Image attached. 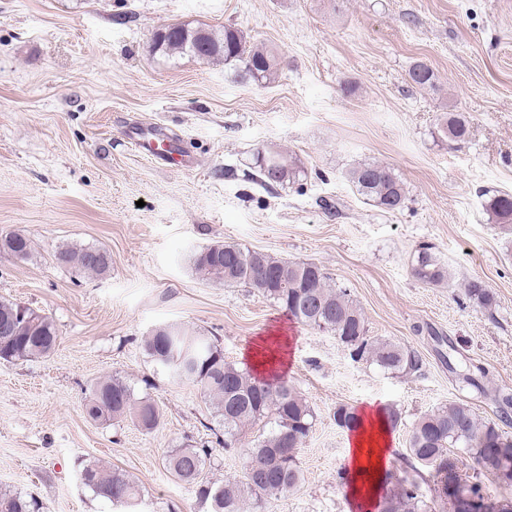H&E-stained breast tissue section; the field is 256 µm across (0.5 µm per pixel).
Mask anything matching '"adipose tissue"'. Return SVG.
I'll return each instance as SVG.
<instances>
[{
  "mask_svg": "<svg viewBox=\"0 0 512 512\" xmlns=\"http://www.w3.org/2000/svg\"><path fill=\"white\" fill-rule=\"evenodd\" d=\"M349 440L345 471L352 496L361 503L375 496L392 458L391 430L382 407L367 403Z\"/></svg>",
  "mask_w": 512,
  "mask_h": 512,
  "instance_id": "1",
  "label": "adipose tissue"
}]
</instances>
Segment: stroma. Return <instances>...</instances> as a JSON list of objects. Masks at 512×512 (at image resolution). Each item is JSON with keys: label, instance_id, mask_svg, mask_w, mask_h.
I'll use <instances>...</instances> for the list:
<instances>
[{"label": "stroma", "instance_id": "stroma-1", "mask_svg": "<svg viewBox=\"0 0 512 512\" xmlns=\"http://www.w3.org/2000/svg\"><path fill=\"white\" fill-rule=\"evenodd\" d=\"M172 24L234 27L280 67L258 85L231 80L220 59L166 55L153 37ZM419 62L435 89L411 84ZM449 112L470 120L458 145L438 133ZM137 123L178 139L196 168L137 152ZM267 146L295 158L299 182L253 181ZM364 162L403 181L400 210L366 204L348 182ZM497 193L512 195V0H0V238L31 242L24 258L0 252V300L58 333L49 357L0 360V491L35 497L42 512H125L82 485L80 467L98 461L139 485L141 512H209L166 454L210 449L202 478L221 483L242 481L244 457L225 449L208 398L161 371L142 339L181 325L246 370L280 326L282 376L315 425L297 450L300 487L264 512H361L337 478L349 441L337 407L400 410L395 467L425 411L462 398L492 418L512 395V237L486 208ZM216 243L321 265L369 335L416 351L420 372L383 374L254 290L201 280L189 257ZM422 245L451 285L411 276ZM63 246L106 249L112 267L80 274L57 263ZM473 279L493 292V312L465 297ZM468 362L485 368L483 390L458 382ZM112 375L159 404L158 428L86 418L93 384Z\"/></svg>", "mask_w": 512, "mask_h": 512}]
</instances>
